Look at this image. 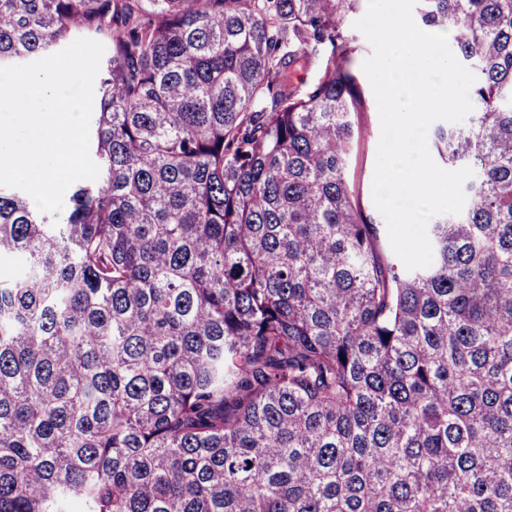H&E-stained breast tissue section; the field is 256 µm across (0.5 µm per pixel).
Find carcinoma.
<instances>
[{
    "label": "carcinoma",
    "mask_w": 512,
    "mask_h": 512,
    "mask_svg": "<svg viewBox=\"0 0 512 512\" xmlns=\"http://www.w3.org/2000/svg\"><path fill=\"white\" fill-rule=\"evenodd\" d=\"M362 2L0 0V66L110 46L64 222L0 187V512H512V0H419L478 80L415 270L346 178Z\"/></svg>",
    "instance_id": "cac0c4a2"
}]
</instances>
